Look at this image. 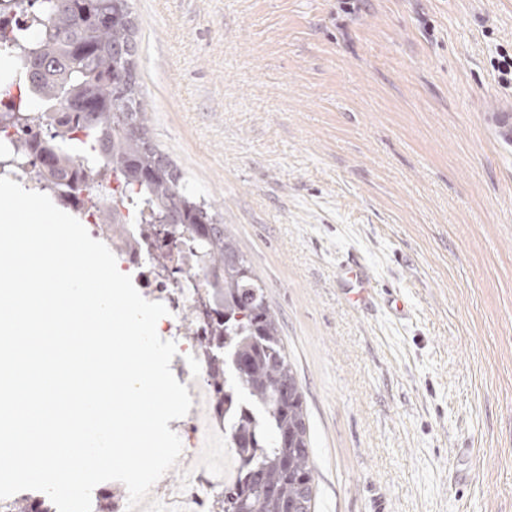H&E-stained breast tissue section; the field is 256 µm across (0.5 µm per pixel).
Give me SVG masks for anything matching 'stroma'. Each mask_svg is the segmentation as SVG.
Wrapping results in <instances>:
<instances>
[{
	"mask_svg": "<svg viewBox=\"0 0 512 512\" xmlns=\"http://www.w3.org/2000/svg\"><path fill=\"white\" fill-rule=\"evenodd\" d=\"M130 5L151 135L279 316L315 512H512V0Z\"/></svg>",
	"mask_w": 512,
	"mask_h": 512,
	"instance_id": "obj_1",
	"label": "stroma"
}]
</instances>
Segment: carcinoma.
Returning a JSON list of instances; mask_svg holds the SVG:
<instances>
[{
  "mask_svg": "<svg viewBox=\"0 0 512 512\" xmlns=\"http://www.w3.org/2000/svg\"><path fill=\"white\" fill-rule=\"evenodd\" d=\"M30 10L33 38L0 27V43L26 56L29 83L0 116L4 126L45 132L18 149L38 159L36 175L62 202L72 185L108 168L130 212L147 211L139 235L167 232L158 218L174 215L175 241L202 264L208 279L200 348L212 353L210 376L224 403V428L242 460L236 485L221 493L222 512H315V467L304 391L288 358L278 314L251 258L217 218L214 207L187 186L183 173L148 136L147 111L136 69L138 43L130 0H0V14ZM61 133L46 152L48 120ZM115 491L101 489L92 512H110ZM0 512H49L36 496L0 500Z\"/></svg>",
  "mask_w": 512,
  "mask_h": 512,
  "instance_id": "obj_1",
  "label": "carcinoma"
}]
</instances>
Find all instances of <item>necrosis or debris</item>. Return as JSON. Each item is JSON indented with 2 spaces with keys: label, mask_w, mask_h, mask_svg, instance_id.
<instances>
[{
  "label": "necrosis or debris",
  "mask_w": 512,
  "mask_h": 512,
  "mask_svg": "<svg viewBox=\"0 0 512 512\" xmlns=\"http://www.w3.org/2000/svg\"><path fill=\"white\" fill-rule=\"evenodd\" d=\"M174 249V244L164 240L136 247L119 243L113 247L122 267L135 273L139 287L145 288L149 297L169 310L162 332L165 339L177 344L178 353L173 364L180 383L187 385L191 397L205 394L210 398L206 419H199L196 412H189L177 431L183 445L181 458L186 463L181 481L170 486L165 480H158L149 498L163 502L166 512H209L211 496L236 481L240 470L230 449L225 452L223 471L212 473L191 463L198 447L223 431L224 410L211 398L212 363L196 342L197 336L203 335L204 327L198 322L187 325L184 320L186 310L197 306L207 292L201 267L176 259L168 268L161 269L154 262L157 253Z\"/></svg>",
  "instance_id": "obj_1"
}]
</instances>
